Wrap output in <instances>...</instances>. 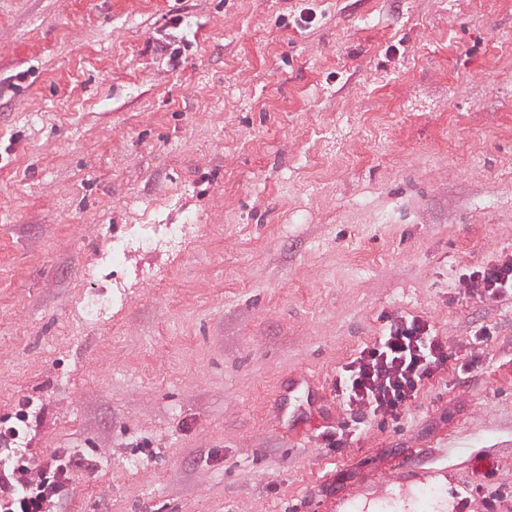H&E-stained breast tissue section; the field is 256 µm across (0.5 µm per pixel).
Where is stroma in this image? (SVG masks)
Wrapping results in <instances>:
<instances>
[{"label":"stroma","mask_w":512,"mask_h":512,"mask_svg":"<svg viewBox=\"0 0 512 512\" xmlns=\"http://www.w3.org/2000/svg\"><path fill=\"white\" fill-rule=\"evenodd\" d=\"M508 254L512 0H0V429L87 459L52 512H512ZM412 316L470 374L344 405ZM466 275L481 299L496 302L505 294H511L512 256H505L493 266L473 269Z\"/></svg>","instance_id":"stroma-1"}]
</instances>
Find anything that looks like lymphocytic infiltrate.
Masks as SVG:
<instances>
[{
	"label": "lymphocytic infiltrate",
	"instance_id": "1",
	"mask_svg": "<svg viewBox=\"0 0 512 512\" xmlns=\"http://www.w3.org/2000/svg\"><path fill=\"white\" fill-rule=\"evenodd\" d=\"M468 278L481 299L498 301L512 292V256L472 270ZM451 358L447 344L432 335L424 320L393 322L374 346L347 364L336 389L349 404L397 416L427 381L447 371ZM18 439V428L0 431V446L12 447L15 457L11 464L0 459V512H48L49 506L66 501L78 462L54 457L34 463L17 448ZM34 464L40 472L31 480L27 474Z\"/></svg>",
	"mask_w": 512,
	"mask_h": 512
}]
</instances>
